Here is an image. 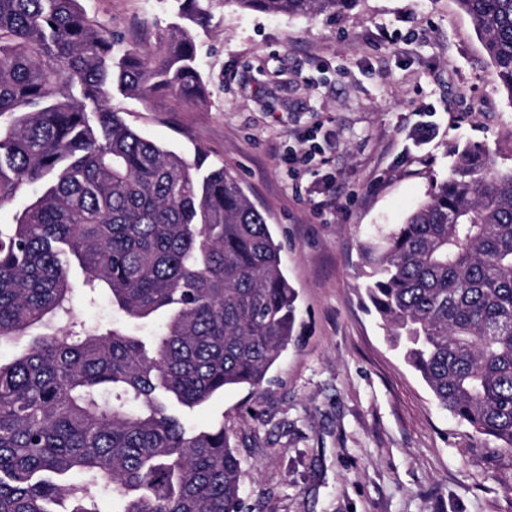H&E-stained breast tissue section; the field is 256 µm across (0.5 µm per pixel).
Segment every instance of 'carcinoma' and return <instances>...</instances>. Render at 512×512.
Here are the masks:
<instances>
[{"mask_svg":"<svg viewBox=\"0 0 512 512\" xmlns=\"http://www.w3.org/2000/svg\"><path fill=\"white\" fill-rule=\"evenodd\" d=\"M214 0H183L159 54L90 19L79 0H0V203L51 185L0 225V512H244L241 459L194 408L261 390L296 331L282 243L237 177L132 128L112 92L202 105L197 28ZM276 16L355 0H221ZM512 98V0H457ZM106 288L145 340L73 313L70 268ZM366 297L434 400L512 474V169L464 147L386 237ZM52 323L51 334L38 332Z\"/></svg>","mask_w":512,"mask_h":512,"instance_id":"obj_1","label":"carcinoma"}]
</instances>
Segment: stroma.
I'll return each mask as SVG.
<instances>
[{
    "label": "stroma",
    "mask_w": 512,
    "mask_h": 512,
    "mask_svg": "<svg viewBox=\"0 0 512 512\" xmlns=\"http://www.w3.org/2000/svg\"><path fill=\"white\" fill-rule=\"evenodd\" d=\"M127 41L158 47L180 0H80ZM209 96L170 111L116 94L143 135L223 162L283 244L297 340L258 393L230 388L184 415L222 423L248 512H512L495 463L394 350L364 294L368 246L402 224L457 150L512 167V100L456 0H358L331 16L214 4L197 39ZM298 163H289V155ZM324 199L314 209L313 196ZM75 314L106 324L111 295Z\"/></svg>",
    "instance_id": "35a3bbf8"
}]
</instances>
